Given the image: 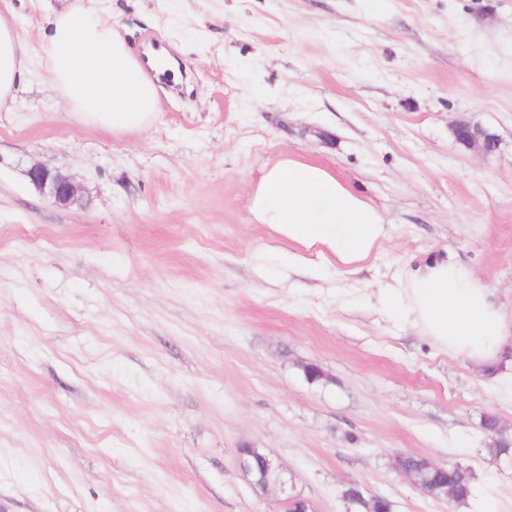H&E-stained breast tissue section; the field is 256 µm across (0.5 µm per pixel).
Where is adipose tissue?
<instances>
[{"label": "adipose tissue", "mask_w": 512, "mask_h": 512, "mask_svg": "<svg viewBox=\"0 0 512 512\" xmlns=\"http://www.w3.org/2000/svg\"><path fill=\"white\" fill-rule=\"evenodd\" d=\"M46 53L51 81L67 107L92 126L115 133L145 129L159 110L158 91L141 58L92 8L54 15ZM25 70V52L14 27L0 16V103L14 98ZM250 211L269 234L328 265L365 262L386 238L385 217L326 168L284 155L265 165ZM381 300L438 348L477 367L500 360L512 333L502 305L470 268L442 256L416 269Z\"/></svg>", "instance_id": "obj_1"}]
</instances>
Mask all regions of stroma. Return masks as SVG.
<instances>
[{
	"instance_id": "obj_1",
	"label": "stroma",
	"mask_w": 512,
	"mask_h": 512,
	"mask_svg": "<svg viewBox=\"0 0 512 512\" xmlns=\"http://www.w3.org/2000/svg\"><path fill=\"white\" fill-rule=\"evenodd\" d=\"M9 4L29 72L0 107V512H283L244 445L314 512H349L352 484L392 512H512V402L377 296L445 253L512 317V0ZM75 6L177 60L148 128L58 96L48 18ZM459 120L497 150L461 147ZM284 155L389 222L359 270L267 249L249 198ZM35 165L84 207L36 191ZM401 453L466 467L470 499L427 496ZM27 173L34 188L55 204L82 206V195L71 176L39 165L31 167Z\"/></svg>"
}]
</instances>
